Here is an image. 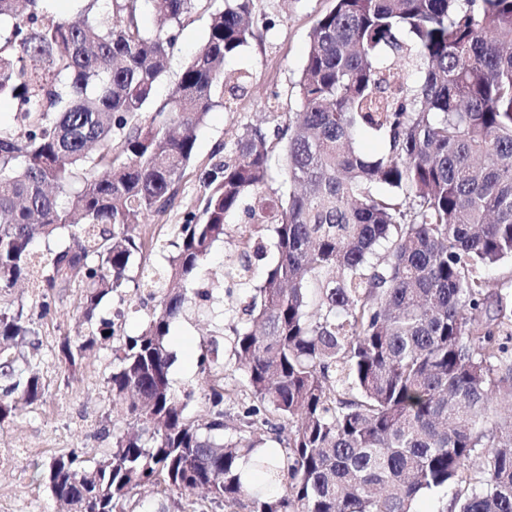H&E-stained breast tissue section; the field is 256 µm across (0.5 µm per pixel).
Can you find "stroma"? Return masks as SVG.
I'll return each instance as SVG.
<instances>
[{"mask_svg":"<svg viewBox=\"0 0 512 512\" xmlns=\"http://www.w3.org/2000/svg\"><path fill=\"white\" fill-rule=\"evenodd\" d=\"M333 5L332 0H259L265 26L258 37L228 59L231 69L246 68L253 74L247 94L229 107H216L199 131L196 158L180 185L174 208L146 217L142 235L166 239L181 223L186 211L195 209L203 194L202 175L215 163L219 146L230 142L245 125L260 126L266 133L285 123L300 107L297 82L307 53L309 33ZM210 25L207 11L187 16L170 54L168 69L157 84L154 105L171 97L178 77L192 53L205 41ZM83 294L72 289L55 312L42 319L39 371L45 385L37 405L0 425V512H66L40 482L39 473L52 457L81 451L89 463L109 452L111 439L99 438L103 427L118 424L134 428L120 407L112 403L107 379L112 372V350L100 346L82 360L76 379L58 363L54 348L60 336L88 333L80 313ZM210 330L203 318L175 321L168 337L174 356L170 378L174 388L199 387L197 357Z\"/></svg>","mask_w":512,"mask_h":512,"instance_id":"obj_1","label":"stroma"}]
</instances>
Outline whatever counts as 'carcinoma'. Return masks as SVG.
I'll use <instances>...</instances> for the list:
<instances>
[{"mask_svg":"<svg viewBox=\"0 0 512 512\" xmlns=\"http://www.w3.org/2000/svg\"><path fill=\"white\" fill-rule=\"evenodd\" d=\"M53 2L0 0V97L17 121L0 129V294L32 283L44 317L82 285L91 331L55 351L74 377L117 339L124 311L100 305L124 304L134 255L158 250L166 265L136 282L155 302L145 327L112 347L107 384L138 429L112 425L92 467L75 451L52 458V496L74 512H128L142 487L180 495L181 512H413L450 489V512H512V423L496 412L512 397V277H488L512 260V0H333L309 35L300 109L273 139L246 126L224 145L201 211L165 240L139 227L173 207L210 112L248 93L253 73L226 60L255 37L257 0H152L166 22L155 33L142 0H73L75 22ZM200 8L205 42L147 111ZM277 149L286 197L270 187ZM240 214L251 229L237 235ZM265 231L276 258L252 286ZM233 235L224 280L250 288L230 328L242 380L228 382L212 339L200 389L179 396L170 326L213 298L186 285ZM38 336L22 305L0 302L1 425L43 395ZM268 440L282 451L261 452ZM250 460L265 484L244 480Z\"/></svg>","mask_w":512,"mask_h":512,"instance_id":"carcinoma-1","label":"carcinoma"}]
</instances>
